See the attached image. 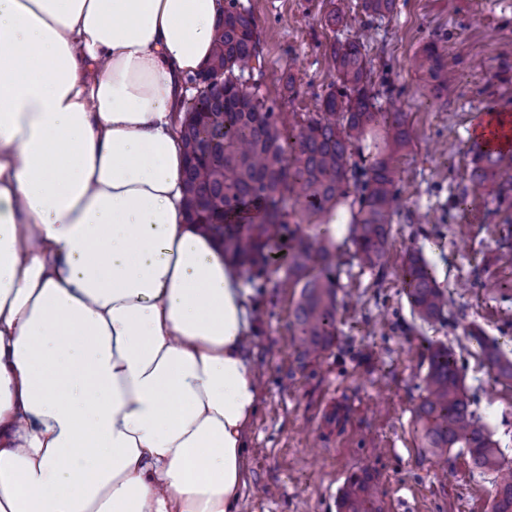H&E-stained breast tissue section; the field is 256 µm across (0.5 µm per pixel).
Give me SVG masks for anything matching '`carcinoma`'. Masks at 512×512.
<instances>
[{"mask_svg": "<svg viewBox=\"0 0 512 512\" xmlns=\"http://www.w3.org/2000/svg\"><path fill=\"white\" fill-rule=\"evenodd\" d=\"M238 0H227L217 22L206 76L183 104L186 207L191 223L211 234L224 254L253 280L283 272L300 289L291 326L302 359L318 358L338 341L336 253L322 228L350 203L349 258L364 268L382 267L394 215L399 209L395 155L411 132L405 113L382 106L374 91L365 45L358 39L326 49L336 83L319 111L290 121L283 106L247 85L244 73L263 75L260 42ZM367 17L394 12L396 0H361ZM420 66L435 96L448 90V63L436 43L423 49ZM470 179L480 195L499 203L512 197V153L471 150ZM359 156L360 161L353 160ZM286 247L281 257L275 247ZM404 284L411 310L424 322H445L448 293L422 253L410 250ZM496 380L512 383V359L495 341L475 336ZM423 392L415 411L424 447L433 455L457 448L475 468L494 475L492 512H512V463L496 448L463 384L464 362L443 345H430ZM338 512H382L372 476L352 474Z\"/></svg>", "mask_w": 512, "mask_h": 512, "instance_id": "carcinoma-1", "label": "carcinoma"}]
</instances>
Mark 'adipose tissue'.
<instances>
[{"label": "adipose tissue", "mask_w": 512, "mask_h": 512, "mask_svg": "<svg viewBox=\"0 0 512 512\" xmlns=\"http://www.w3.org/2000/svg\"><path fill=\"white\" fill-rule=\"evenodd\" d=\"M225 0H0V512H238L244 276L176 115Z\"/></svg>", "instance_id": "adipose-tissue-1"}]
</instances>
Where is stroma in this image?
Wrapping results in <instances>:
<instances>
[{"mask_svg": "<svg viewBox=\"0 0 512 512\" xmlns=\"http://www.w3.org/2000/svg\"><path fill=\"white\" fill-rule=\"evenodd\" d=\"M351 30L328 24L331 0H239L256 23L264 57L262 95L287 112L316 111L336 75L324 53L336 40L361 38L381 96L408 117L412 143L396 156L403 204L394 217L382 268L369 270L340 251L337 346L301 362L289 323L295 288H257L261 330L249 353L261 380L249 428L246 486L239 512H336L346 479L368 470L383 512H491L492 477L464 456L450 463L424 448L414 422L427 343L467 361L465 385L498 448L512 460V387L490 373L471 329L512 351V262L500 231L511 213L480 197L469 178V136L486 107L512 114V0H397L374 22L346 0ZM436 42L456 80L434 97L418 60ZM432 264L450 299L445 323L413 316L403 290L408 249Z\"/></svg>", "mask_w": 512, "mask_h": 512, "instance_id": "1", "label": "stroma"}]
</instances>
